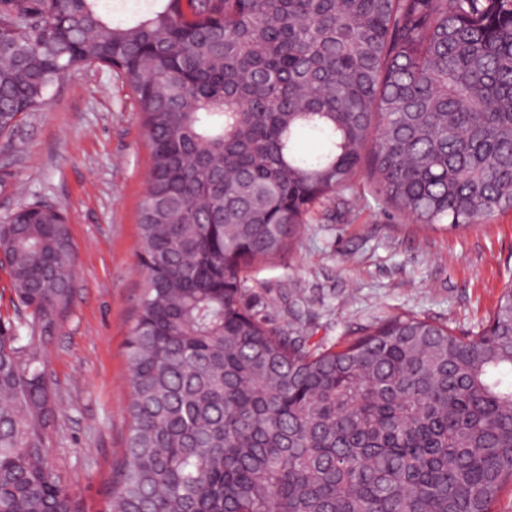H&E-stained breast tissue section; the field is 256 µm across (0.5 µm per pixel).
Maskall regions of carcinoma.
Here are the masks:
<instances>
[{"instance_id": "1", "label": "carcinoma", "mask_w": 512, "mask_h": 512, "mask_svg": "<svg viewBox=\"0 0 512 512\" xmlns=\"http://www.w3.org/2000/svg\"><path fill=\"white\" fill-rule=\"evenodd\" d=\"M0 137L86 61L124 76L151 155L108 512H492L512 484V289L476 336L413 313L340 348L284 336L244 274L362 169L419 224L512 211V0H0ZM305 132L321 152L302 156ZM12 304L69 308L64 212L0 223ZM35 337L0 325V512H82L51 458ZM103 11L114 21L146 14L154 7L152 0H101Z\"/></svg>"}]
</instances>
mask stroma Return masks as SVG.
Segmentation results:
<instances>
[{"mask_svg": "<svg viewBox=\"0 0 512 512\" xmlns=\"http://www.w3.org/2000/svg\"><path fill=\"white\" fill-rule=\"evenodd\" d=\"M151 159L125 79L78 65L11 139H0V220L45 200L67 215L74 299L40 342L57 419L52 456L86 512H105L129 430L126 342L142 270L139 209ZM356 196L315 205L285 258L253 272L246 294L270 326L333 344L414 312L475 334L512 285V211L465 229L431 228L360 178Z\"/></svg>", "mask_w": 512, "mask_h": 512, "instance_id": "1", "label": "stroma"}]
</instances>
